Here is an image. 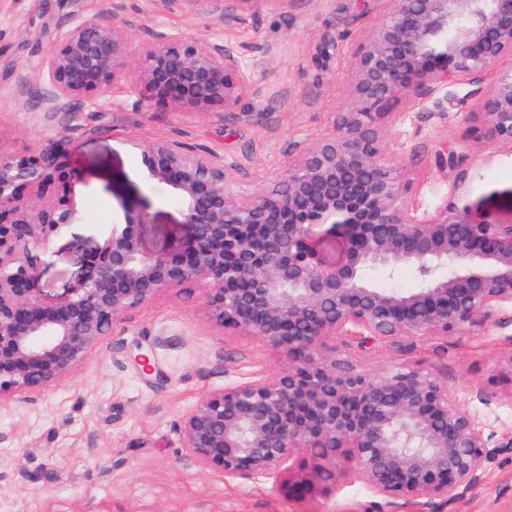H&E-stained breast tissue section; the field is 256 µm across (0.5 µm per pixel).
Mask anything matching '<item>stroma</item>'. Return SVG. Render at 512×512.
<instances>
[{"mask_svg": "<svg viewBox=\"0 0 512 512\" xmlns=\"http://www.w3.org/2000/svg\"><path fill=\"white\" fill-rule=\"evenodd\" d=\"M133 53L159 27L201 45L244 52L253 83L233 112L135 109L130 81L86 93L80 112L50 118L21 102L39 84L31 48L65 14L93 16L102 0H0V154L29 159L68 136L66 176L44 202L75 207V224L42 256L35 286L49 300L86 274L120 200L148 198L139 228L146 251L171 252L184 239L178 207L151 188L138 149L165 138L224 156L251 191L270 185L290 160L328 134L355 106L354 61L391 0H224L233 29L188 0H116ZM491 76L449 77L434 86L447 111L399 102L380 126L411 195L431 209L450 200L488 224L512 220V146L470 139L462 115L478 111ZM462 167L441 156L447 147ZM208 285L192 279L115 321L69 374L38 394L0 398V512H430L391 506L351 476L326 493L289 495L286 475L224 479L199 468L181 423L206 393L254 373L276 376L282 354L254 336L225 333L208 314ZM370 376L418 367L448 386L486 432L512 434V308L484 326L371 349L344 350ZM439 512H512V459Z\"/></svg>", "mask_w": 512, "mask_h": 512, "instance_id": "35a3bbf8", "label": "stroma"}]
</instances>
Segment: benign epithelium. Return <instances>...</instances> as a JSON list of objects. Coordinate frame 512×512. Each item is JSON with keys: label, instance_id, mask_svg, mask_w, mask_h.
Masks as SVG:
<instances>
[{"label": "benign epithelium", "instance_id": "7a95c632", "mask_svg": "<svg viewBox=\"0 0 512 512\" xmlns=\"http://www.w3.org/2000/svg\"><path fill=\"white\" fill-rule=\"evenodd\" d=\"M226 26L222 0H191ZM355 61V107L288 163L271 187L237 190L239 168L179 142L142 143L148 178L183 215L170 253L143 252L145 209L125 202L80 287L52 303L35 295L39 263L76 209L37 203L17 210L16 189H42L66 167V140L34 161L0 155V398L44 391L78 364L113 323L191 279L209 284L213 320L280 350L274 378L252 375L205 394L182 421L183 445L202 469L254 479L281 471L298 450L310 481L351 475L388 502L451 504L512 454L448 386L419 368L370 377L326 355L372 339L450 336L512 306V223L481 224L453 202L421 210L381 145L377 119L401 99L420 103L450 74L493 76L480 111L465 117L476 142L512 146V0H392ZM40 112L75 111L89 91L128 71L125 26L103 8L70 13L36 43ZM252 84L243 53L156 30L140 48L135 107L234 111ZM342 243L329 262L318 247ZM416 271L411 292L379 288L369 273Z\"/></svg>", "mask_w": 512, "mask_h": 512}]
</instances>
